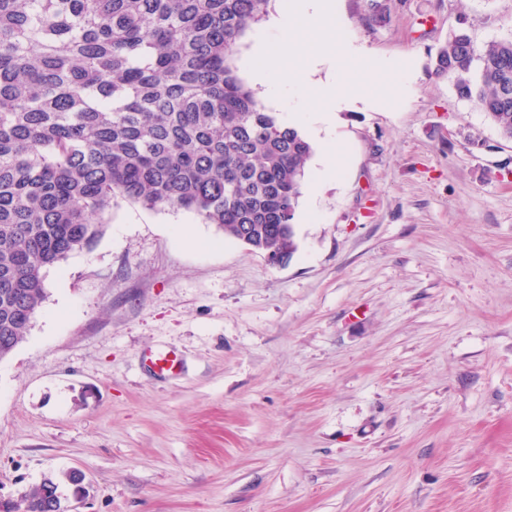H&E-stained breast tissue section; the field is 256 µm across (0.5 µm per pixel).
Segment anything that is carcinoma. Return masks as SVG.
<instances>
[{
	"instance_id": "1",
	"label": "carcinoma",
	"mask_w": 512,
	"mask_h": 512,
	"mask_svg": "<svg viewBox=\"0 0 512 512\" xmlns=\"http://www.w3.org/2000/svg\"><path fill=\"white\" fill-rule=\"evenodd\" d=\"M270 2L0 0V343L27 336L43 270L90 249L118 196L294 253L314 149L235 65ZM367 10L385 21L384 0ZM436 72L512 141V37L456 30ZM18 509L49 512L42 488Z\"/></svg>"
}]
</instances>
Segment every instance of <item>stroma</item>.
Listing matches in <instances>:
<instances>
[{
    "mask_svg": "<svg viewBox=\"0 0 512 512\" xmlns=\"http://www.w3.org/2000/svg\"><path fill=\"white\" fill-rule=\"evenodd\" d=\"M387 5L339 0L338 32L414 87L342 113L287 263L118 198L46 269L0 361V500L77 470L69 512H512V142L435 68L458 25L512 36V0ZM147 363L153 372L163 375L176 373L181 367L179 356L171 350L151 353L147 358Z\"/></svg>",
    "mask_w": 512,
    "mask_h": 512,
    "instance_id": "1",
    "label": "stroma"
}]
</instances>
